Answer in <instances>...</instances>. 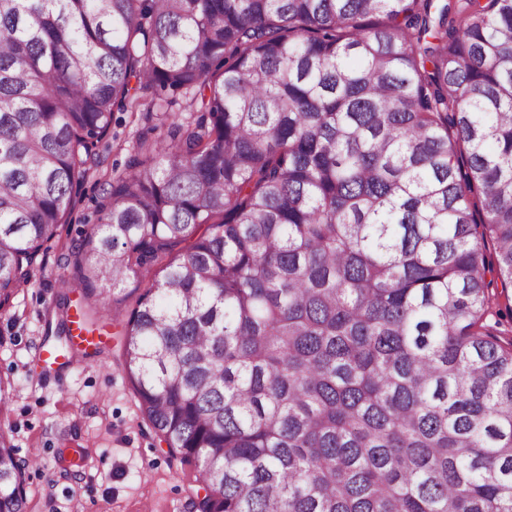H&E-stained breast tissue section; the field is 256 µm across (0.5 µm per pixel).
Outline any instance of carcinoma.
Segmentation results:
<instances>
[{
    "instance_id": "obj_1",
    "label": "carcinoma",
    "mask_w": 512,
    "mask_h": 512,
    "mask_svg": "<svg viewBox=\"0 0 512 512\" xmlns=\"http://www.w3.org/2000/svg\"><path fill=\"white\" fill-rule=\"evenodd\" d=\"M180 98L66 263H162L124 367L196 512H512V0H0V309Z\"/></svg>"
}]
</instances>
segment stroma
<instances>
[{
  "label": "stroma",
  "instance_id": "stroma-1",
  "mask_svg": "<svg viewBox=\"0 0 512 512\" xmlns=\"http://www.w3.org/2000/svg\"><path fill=\"white\" fill-rule=\"evenodd\" d=\"M165 116L113 113L100 167L75 189L66 223L0 311V383L9 398L0 425L11 428L18 458L42 457L26 470L27 512H193L196 469L160 442L123 369L121 332L148 281L128 278L97 332L71 338L56 358L44 355L60 299L75 322L86 305L66 258L99 221L102 184L124 173L138 136Z\"/></svg>",
  "mask_w": 512,
  "mask_h": 512
}]
</instances>
